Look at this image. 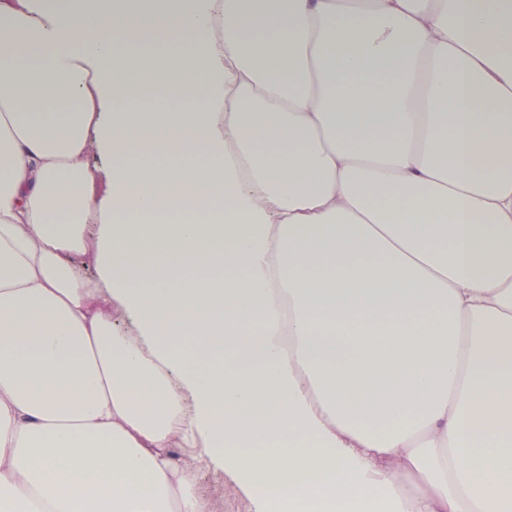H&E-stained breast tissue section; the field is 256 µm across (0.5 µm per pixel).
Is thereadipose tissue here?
Returning a JSON list of instances; mask_svg holds the SVG:
<instances>
[{"mask_svg":"<svg viewBox=\"0 0 512 512\" xmlns=\"http://www.w3.org/2000/svg\"><path fill=\"white\" fill-rule=\"evenodd\" d=\"M176 446L512 512V0H0V512H206Z\"/></svg>","mask_w":512,"mask_h":512,"instance_id":"obj_1","label":"adipose tissue"}]
</instances>
